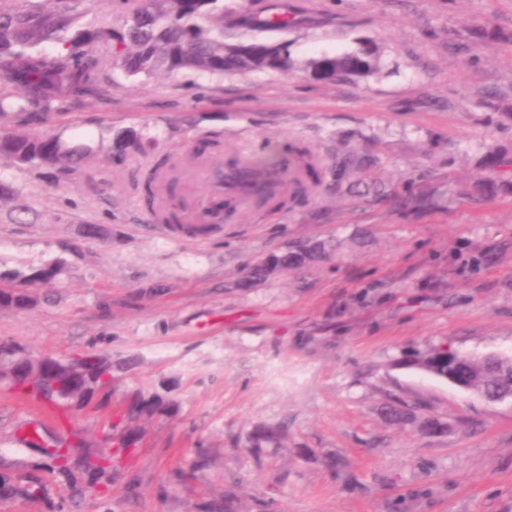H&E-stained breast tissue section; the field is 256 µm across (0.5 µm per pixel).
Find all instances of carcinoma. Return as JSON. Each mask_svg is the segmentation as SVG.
Returning <instances> with one entry per match:
<instances>
[{
  "label": "carcinoma",
  "instance_id": "obj_1",
  "mask_svg": "<svg viewBox=\"0 0 512 512\" xmlns=\"http://www.w3.org/2000/svg\"><path fill=\"white\" fill-rule=\"evenodd\" d=\"M85 0H0V116L40 118L46 112L68 103H93L103 92L101 57L111 58L113 65L128 76L152 75L159 71L169 73L197 70L210 75L245 72H288L296 65L288 43L282 42L276 50L282 64L272 67L267 63L266 44L255 42L252 52L245 51L246 43H224V5L222 0H120L123 22L119 29H101L78 24L83 15ZM262 27L260 15L245 10L234 19L231 28L251 31ZM303 67L319 80L361 79L377 74L381 56L372 41L359 39L350 51L335 55L310 58ZM80 150L53 135L27 132L0 131V156L21 165L45 166L64 171L79 160ZM289 159L302 174L296 182L293 198L306 194L322 180L323 163L310 146L292 142L286 154L277 158L255 160L259 170L275 167ZM356 185L364 187L362 194L386 197L389 190L380 181L371 178ZM324 245L315 243L298 251L275 256L287 269L308 266L325 257ZM62 272L59 262L41 267L28 275L38 283H51ZM441 344L413 358L434 362L441 369L453 370L454 361L448 360ZM93 353L80 358L89 371L86 389L76 406L109 387L103 375H112V365L100 368L89 363ZM467 365L475 371L473 387L483 400L512 396V362L500 361L494 356L485 359L466 357ZM12 390L22 396L44 402L52 407L58 419H69L72 406L56 399L49 377L31 384L20 381ZM166 407L163 395L154 392L139 394L128 409L130 418H150ZM386 417L395 422L415 419L413 410L402 402L386 408ZM114 450L101 453L91 444L79 439L86 451L77 459L62 450L65 442L57 440L49 445L44 441L27 440L25 444L43 449L44 455L61 471L77 469L100 481L109 478L112 459L122 458L134 445L130 436L115 441ZM280 432L273 427L258 430L254 445L258 448L278 447ZM14 477L0 471V488L21 498L36 500L45 494L37 477H26L12 484Z\"/></svg>",
  "mask_w": 512,
  "mask_h": 512
}]
</instances>
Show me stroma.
<instances>
[{
	"mask_svg": "<svg viewBox=\"0 0 512 512\" xmlns=\"http://www.w3.org/2000/svg\"><path fill=\"white\" fill-rule=\"evenodd\" d=\"M307 19L227 40L286 41L306 60L373 40L380 72L321 81L302 68L209 76H127L102 60L108 93L47 113L34 131L89 147L51 175L0 158V274L60 261L25 310L0 308V344L66 359L94 353L112 386L59 424L46 406L0 386V469L38 476L46 500H0V512H208L225 495L239 512H512V401L488 403L410 367L447 343L512 357V192L475 203L489 151L512 157V0H297ZM485 38L457 50L464 30ZM137 134L140 150L116 156ZM301 140L324 160L303 201L236 207L190 237L158 225L142 182L168 156L162 195L186 221L214 200L194 178L206 162L257 157ZM371 159L392 192L362 199L336 187V162ZM22 212H15V205ZM325 242L326 259L251 283L268 255ZM167 408L136 422L138 442L108 487L67 476L22 445L40 422L98 439L125 428L137 392ZM401 400L443 423L392 425ZM276 426L280 447L254 448Z\"/></svg>",
	"mask_w": 512,
	"mask_h": 512,
	"instance_id": "obj_1",
	"label": "stroma"
}]
</instances>
